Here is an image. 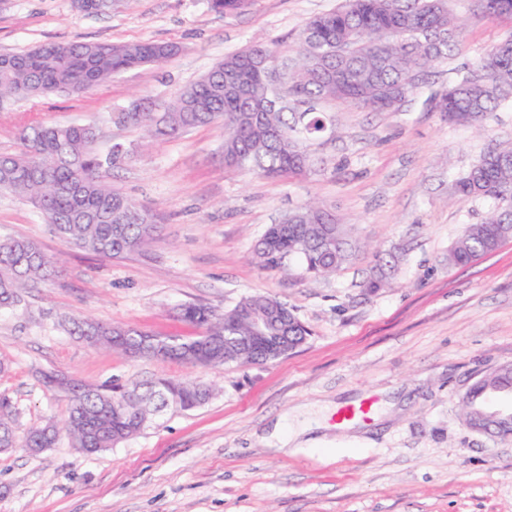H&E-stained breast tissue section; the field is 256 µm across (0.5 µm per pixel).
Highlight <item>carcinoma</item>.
I'll return each mask as SVG.
<instances>
[{"instance_id":"cac0c4a2","label":"carcinoma","mask_w":512,"mask_h":512,"mask_svg":"<svg viewBox=\"0 0 512 512\" xmlns=\"http://www.w3.org/2000/svg\"><path fill=\"white\" fill-rule=\"evenodd\" d=\"M218 13L238 12L249 0H209ZM482 13L512 18V0H481ZM463 24L448 0H340L336 9L310 18L296 38L293 58L275 43H254L224 56L204 77L167 105L140 102L118 122L141 129L144 138L175 136L220 122L224 164L271 177L301 175L316 167L310 145L331 132L333 119L320 110L341 101L386 112L405 101L436 63L461 51ZM178 52L172 43L75 42L48 44L0 60V97H32L66 92L75 84L91 89L144 64L161 65ZM512 94V32L486 48L466 74L448 85L437 106L448 121L480 126ZM23 150L0 154V190L10 191L44 213L60 239L104 256L144 247L157 217L112 189L101 171L118 168L127 152L116 143L103 155L94 144V125L32 126L22 130ZM457 200L489 198L494 205L479 223L468 224L448 252V265L465 266L494 252L512 237V146L484 153L455 182ZM280 248L265 238L254 247L263 268L283 269L296 259L304 273L330 276L356 256L358 243L335 212L316 202L292 210L278 227ZM55 274L52 261L28 239H0V308L16 309L36 283ZM288 310V321L265 319L270 303ZM181 319L200 329L191 337L158 336L135 327L105 326L88 318L68 320L73 335L89 344L129 355L216 368L279 360L300 347L308 329L269 295H252L222 314L188 304ZM512 391V367L495 368L474 382L463 400L464 420L473 430L512 434L507 421L487 423V399ZM62 427L30 429L18 436L11 401L0 396V448H51L60 434L93 455L150 426L153 417L174 407L187 411L205 404L213 388L192 378L158 377L145 383L99 388L72 383Z\"/></svg>"}]
</instances>
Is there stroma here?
Instances as JSON below:
<instances>
[{
    "mask_svg": "<svg viewBox=\"0 0 512 512\" xmlns=\"http://www.w3.org/2000/svg\"><path fill=\"white\" fill-rule=\"evenodd\" d=\"M338 0H252L236 14L208 0H112L99 13L75 0H0V54L74 41L178 43L163 68L146 65L80 95L0 103V153L35 125L93 124L101 153L122 144L127 160L105 170L114 190L161 217L139 252L104 257L56 237L25 200L0 192V238H29L58 266L25 306L0 310V396L19 431L63 418L53 372L86 384L192 376L215 393L192 411L168 412L118 446L87 456L67 437L38 454L0 452V512H512V435L464 423L472 384L512 364V240L463 268L448 251L490 200L456 202L455 180L488 149L512 145V99L484 131L448 123L435 94L484 48L512 33L474 0H449L466 21L461 52L431 70L401 107L369 112L323 103L336 130L312 148L321 171L286 179L225 167L224 129L200 126L144 141L116 123L137 97L170 102L225 55L253 42L296 51L309 17ZM335 211L362 245L336 275L309 279L249 259L269 225L308 200ZM395 255L383 288L365 282L378 252ZM265 294L287 303L310 334L275 362L190 368L94 348L70 335L82 315L160 336H193L186 303L234 307ZM373 399L370 423H335ZM324 418L320 445L279 448L275 423Z\"/></svg>",
    "mask_w": 512,
    "mask_h": 512,
    "instance_id": "stroma-1",
    "label": "stroma"
}]
</instances>
